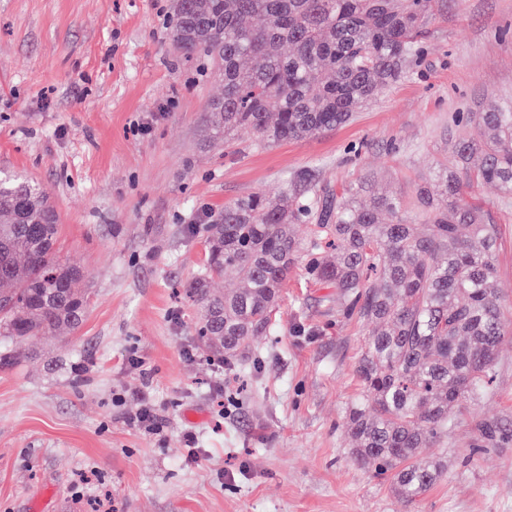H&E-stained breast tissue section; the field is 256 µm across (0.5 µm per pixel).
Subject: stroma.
<instances>
[{"mask_svg": "<svg viewBox=\"0 0 512 512\" xmlns=\"http://www.w3.org/2000/svg\"><path fill=\"white\" fill-rule=\"evenodd\" d=\"M172 5L0 0V172L46 190L59 251L91 290L79 329L0 369V512H512V335L492 390L428 450L447 476L406 505L351 459L345 414L371 328L337 315L335 289L292 271L273 334L222 374L182 295L204 259L187 227L225 204L279 198L304 172L408 200L452 163L455 113L512 101V0H443L416 63L352 122L265 148L247 131L209 142L221 85L173 46ZM478 194L501 228L512 306V205L493 186ZM146 401L162 428L133 426ZM481 422L509 436L463 463Z\"/></svg>", "mask_w": 512, "mask_h": 512, "instance_id": "35a3bbf8", "label": "stroma"}]
</instances>
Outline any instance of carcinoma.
I'll return each mask as SVG.
<instances>
[{"label":"carcinoma","mask_w":512,"mask_h":512,"mask_svg":"<svg viewBox=\"0 0 512 512\" xmlns=\"http://www.w3.org/2000/svg\"><path fill=\"white\" fill-rule=\"evenodd\" d=\"M439 0H175L170 35L181 52L209 58L224 82L206 108L215 142L250 130L262 147L351 121L403 76ZM258 19L259 25L251 24ZM474 126L468 135L462 126ZM453 163L414 187L416 211L359 181L317 193L291 179L272 202L252 193L204 227L205 262L184 284L198 309L195 335L234 365L238 351L274 331L288 275L336 289V311L373 326L356 366L359 397L346 412L352 461L410 503L446 476L457 411L488 394L512 323L495 261L500 225L470 190L512 196V103H489L448 125ZM386 214L389 220L381 222ZM308 224L307 242L295 225ZM58 218L45 191L0 176V368L16 349L78 329L88 306L83 272L60 258ZM235 287L218 291L216 279ZM504 438L478 425L466 462Z\"/></svg>","instance_id":"1"}]
</instances>
